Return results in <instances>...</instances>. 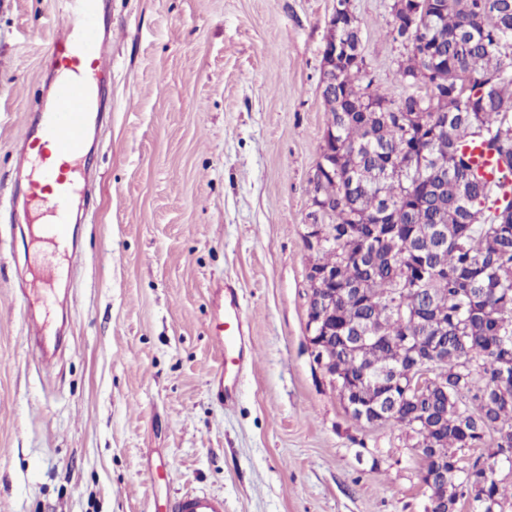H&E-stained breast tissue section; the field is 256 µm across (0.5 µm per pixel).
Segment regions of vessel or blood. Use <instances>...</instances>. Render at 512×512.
<instances>
[{
	"label": "vessel or blood",
	"instance_id": "1",
	"mask_svg": "<svg viewBox=\"0 0 512 512\" xmlns=\"http://www.w3.org/2000/svg\"><path fill=\"white\" fill-rule=\"evenodd\" d=\"M62 19L51 43V95L31 116L12 183V196L25 201L15 211V224L30 223L31 211L39 207L53 218L47 225L48 239L65 249L67 265L83 261L71 238V208L84 170L85 143L92 120L104 119L106 104L99 99L100 78L111 72L112 61L103 49L107 30L101 22L102 0H61ZM216 341L223 359L211 382L225 402L236 397L225 383L228 373H241L248 365L246 337L239 318L218 329ZM170 512H224L221 499L204 493H186L174 499Z\"/></svg>",
	"mask_w": 512,
	"mask_h": 512
}]
</instances>
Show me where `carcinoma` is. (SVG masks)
I'll return each instance as SVG.
<instances>
[{
    "label": "carcinoma",
    "mask_w": 512,
    "mask_h": 512,
    "mask_svg": "<svg viewBox=\"0 0 512 512\" xmlns=\"http://www.w3.org/2000/svg\"><path fill=\"white\" fill-rule=\"evenodd\" d=\"M427 15L421 28L394 19L386 31L408 50L398 73L414 92L393 100L363 82V60L322 89L338 162L319 191L336 212L312 267L356 289L336 301V322L386 337L348 351L338 337L318 356L341 378L355 419L410 429L426 449L421 472L448 457V512L463 499L472 512H504L512 486L468 452L491 437L489 457L501 464L512 448V0H433ZM356 29L336 34L358 54ZM469 146L491 156L497 178L478 171ZM383 211L397 232L360 223ZM437 334L448 361L425 365L428 394L376 414L384 380L364 382L363 372L413 364L415 344Z\"/></svg>",
    "instance_id": "obj_1"
}]
</instances>
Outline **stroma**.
Listing matches in <instances>:
<instances>
[{"mask_svg":"<svg viewBox=\"0 0 512 512\" xmlns=\"http://www.w3.org/2000/svg\"><path fill=\"white\" fill-rule=\"evenodd\" d=\"M392 0H351L369 78L393 98L407 56ZM336 0H105L111 115L93 130L84 254L59 262L0 213V512H424L397 425L356 422L306 331L307 194L327 123L321 61ZM55 0H0V198L44 100ZM237 290L255 363L232 405L212 289ZM55 357L27 339L21 293ZM169 512H224V501L204 493H185L169 504Z\"/></svg>","mask_w":512,"mask_h":512,"instance_id":"stroma-1","label":"stroma"}]
</instances>
